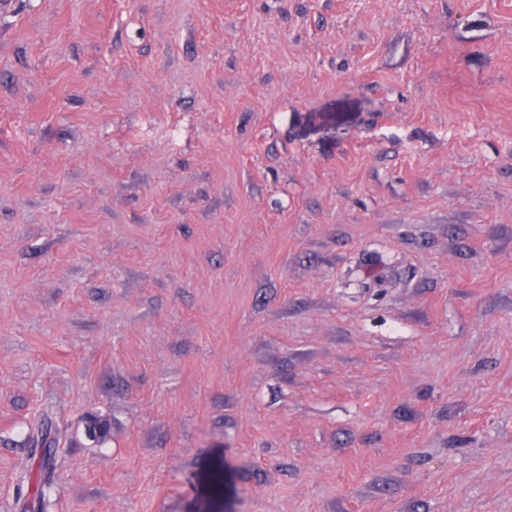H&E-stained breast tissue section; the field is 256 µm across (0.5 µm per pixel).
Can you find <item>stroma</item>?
<instances>
[{"label":"stroma","mask_w":512,"mask_h":512,"mask_svg":"<svg viewBox=\"0 0 512 512\" xmlns=\"http://www.w3.org/2000/svg\"><path fill=\"white\" fill-rule=\"evenodd\" d=\"M0 512H512V0H12Z\"/></svg>","instance_id":"obj_1"}]
</instances>
